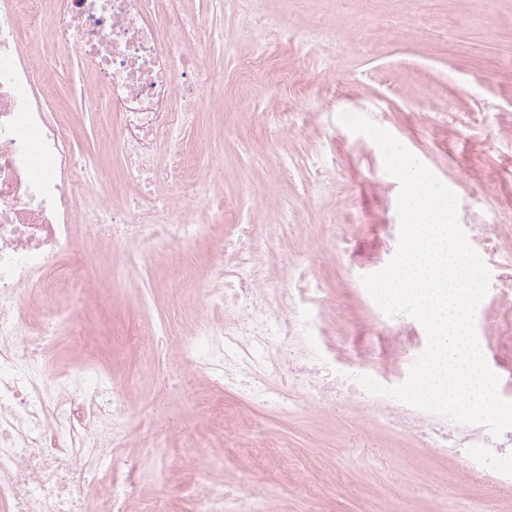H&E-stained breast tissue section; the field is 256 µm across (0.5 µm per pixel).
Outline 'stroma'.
<instances>
[{
	"mask_svg": "<svg viewBox=\"0 0 512 512\" xmlns=\"http://www.w3.org/2000/svg\"><path fill=\"white\" fill-rule=\"evenodd\" d=\"M181 8L199 22L188 33L193 46L223 77L185 133L213 148L195 156L187 175L201 185L221 180L225 224H275L287 212L283 245L295 263L279 282L306 278L298 304L305 321H336L331 342L315 337L317 351L345 374L394 387L427 345L416 319L387 316L362 282L396 252L400 183L379 146L339 122L349 111L388 131L455 193L459 224L490 272L477 338L500 383H512V292L502 284L512 276V0H264L268 17L321 38L305 50L281 47L253 82L238 77L252 46L233 0H183ZM44 66L57 90L52 119L70 127L89 162L111 167L115 200L124 203L133 186L103 135L104 104L86 95V67L58 58ZM177 266L131 265L118 251L92 257V273L107 270L112 288L89 339L103 366L137 368L128 338L181 308L168 286ZM135 284L155 291L157 310L137 311ZM194 397L224 413V443L200 449L208 473L173 468L153 493L177 498L189 478L238 484L240 450L275 439L278 454L251 476L252 486L272 489L263 512H512V492L493 476L472 477L416 430L378 418L371 394L333 411L305 403L285 417H261L243 403L225 413L232 393L202 378Z\"/></svg>",
	"mask_w": 512,
	"mask_h": 512,
	"instance_id": "stroma-1",
	"label": "stroma"
}]
</instances>
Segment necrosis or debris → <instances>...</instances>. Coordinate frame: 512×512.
Wrapping results in <instances>:
<instances>
[{
    "label": "necrosis or debris",
    "instance_id": "1",
    "mask_svg": "<svg viewBox=\"0 0 512 512\" xmlns=\"http://www.w3.org/2000/svg\"><path fill=\"white\" fill-rule=\"evenodd\" d=\"M187 25L173 0H0V512H165L145 480L164 459L147 451L165 438L168 401L190 402L183 373L163 372L138 405L129 376L101 369L95 349H80L67 372L54 369L63 333L79 342L92 330L100 290L88 260L99 248L162 261L211 242L200 312L189 324L176 316L143 329L137 345L154 355L169 340L192 373L259 414L288 413L302 398L332 411L339 396L362 389L304 344L293 306L306 284L275 282L293 262L280 225L239 224L225 242L222 185L192 186L176 165L156 161L188 127L186 97L205 101L216 84ZM249 37L248 74L301 40L272 21ZM53 52L85 62L143 200L136 212L115 205L111 182L73 151L70 129L49 119L54 86L38 59ZM64 283L82 289L81 313L48 307ZM405 418L441 452H465L471 475L492 465L498 485L512 487V458L488 463L497 441L483 425L443 424L421 409ZM252 499L218 484L189 492L186 512H254Z\"/></svg>",
    "mask_w": 512,
    "mask_h": 512
}]
</instances>
